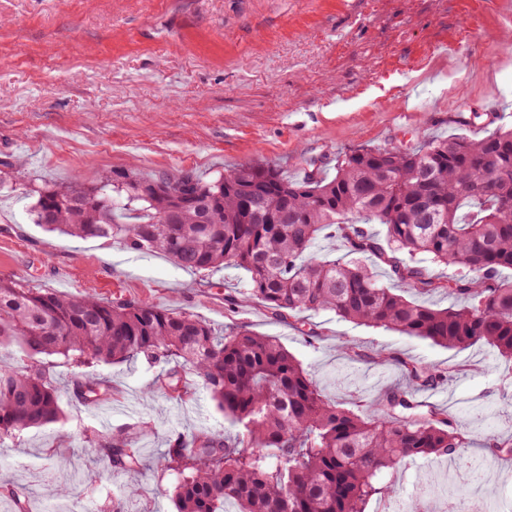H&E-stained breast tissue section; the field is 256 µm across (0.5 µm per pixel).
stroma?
Here are the masks:
<instances>
[{
  "label": "stroma",
  "instance_id": "obj_1",
  "mask_svg": "<svg viewBox=\"0 0 512 512\" xmlns=\"http://www.w3.org/2000/svg\"><path fill=\"white\" fill-rule=\"evenodd\" d=\"M490 91L499 113L485 106ZM510 126L512 0H0V277L149 302L219 333L245 326L276 337L330 399L353 410L403 384L380 356L455 368L416 399L473 420L465 455L486 467L488 512H512V456L484 446L492 435L512 439V361L492 347L447 350L330 311L309 314V336L247 300L245 271L227 266L205 278L160 253L46 231L34 222L35 196L20 190L130 166L146 175L191 169L206 181L246 165L330 177L337 155L353 150ZM342 340L371 362L344 358ZM49 362L63 416L0 447V512H103L112 503L175 512L170 440L202 428L238 432L194 377L183 401L155 389L164 365ZM79 377L107 378L111 401L75 398ZM105 432L132 438L140 471L112 469L84 440ZM59 470L74 476L65 495L52 481ZM424 473L430 512H443L449 490L467 505L465 469L432 457L385 470L380 480L397 494L372 497L365 512H396ZM132 484L138 493L124 496Z\"/></svg>",
  "mask_w": 512,
  "mask_h": 512
}]
</instances>
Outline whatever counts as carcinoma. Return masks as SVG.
Masks as SVG:
<instances>
[{
  "label": "carcinoma",
  "instance_id": "obj_1",
  "mask_svg": "<svg viewBox=\"0 0 512 512\" xmlns=\"http://www.w3.org/2000/svg\"><path fill=\"white\" fill-rule=\"evenodd\" d=\"M35 223L73 238H104L122 249L170 257L207 276L245 270L250 297L277 318L332 311L356 324L397 331L454 350L488 344L512 360V128L456 135L419 148L362 149L336 161L333 177L300 181L271 166H242L205 181L191 170L144 177L133 167L95 181L76 176L37 190ZM380 224L384 237L366 225ZM343 240L351 261L313 252L322 237ZM454 267L448 281L423 260ZM388 267L393 285L373 265ZM446 292L434 308L406 297ZM17 344L28 361L0 357V446L58 420L56 355L76 367L145 358L170 366L160 388L190 395L187 371L241 435L202 429L177 437L166 460L180 476L176 512H364L387 488L380 475L431 455L464 458L470 426L415 391L442 375L391 353L406 385L359 411L330 400L273 336L236 328L219 335L197 317L147 302L103 303L0 278V349ZM86 403L112 400L104 379L76 381ZM117 470L142 466L127 437H86Z\"/></svg>",
  "mask_w": 512,
  "mask_h": 512
}]
</instances>
